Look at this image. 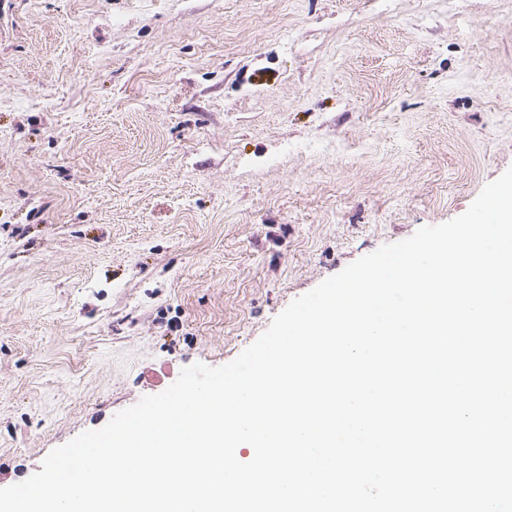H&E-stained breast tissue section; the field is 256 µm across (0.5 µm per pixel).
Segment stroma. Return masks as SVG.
Listing matches in <instances>:
<instances>
[{
	"label": "stroma",
	"mask_w": 512,
	"mask_h": 512,
	"mask_svg": "<svg viewBox=\"0 0 512 512\" xmlns=\"http://www.w3.org/2000/svg\"><path fill=\"white\" fill-rule=\"evenodd\" d=\"M512 167V0H0V488Z\"/></svg>",
	"instance_id": "35a3bbf8"
}]
</instances>
